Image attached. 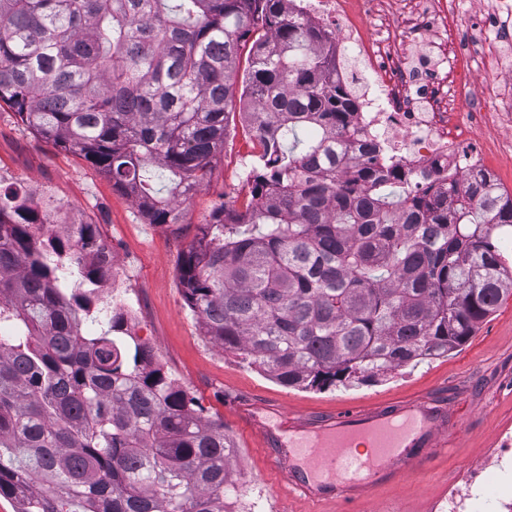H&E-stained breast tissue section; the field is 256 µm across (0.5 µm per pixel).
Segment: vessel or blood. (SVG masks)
Instances as JSON below:
<instances>
[{
  "label": "vessel or blood",
  "mask_w": 512,
  "mask_h": 512,
  "mask_svg": "<svg viewBox=\"0 0 512 512\" xmlns=\"http://www.w3.org/2000/svg\"><path fill=\"white\" fill-rule=\"evenodd\" d=\"M258 422L267 463L284 495L353 512L379 486L423 473L448 447L445 406L414 402L392 409L343 406L312 418L274 412Z\"/></svg>",
  "instance_id": "b4317fda"
}]
</instances>
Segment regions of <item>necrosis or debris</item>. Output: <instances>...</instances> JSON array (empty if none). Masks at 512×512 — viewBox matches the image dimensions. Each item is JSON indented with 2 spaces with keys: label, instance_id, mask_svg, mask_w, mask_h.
Here are the masks:
<instances>
[{
  "label": "necrosis or debris",
  "instance_id": "obj_1",
  "mask_svg": "<svg viewBox=\"0 0 512 512\" xmlns=\"http://www.w3.org/2000/svg\"><path fill=\"white\" fill-rule=\"evenodd\" d=\"M376 33H368L344 7L343 0H294L296 14L322 29L337 54L357 49L374 72L360 87L363 99L355 125L362 136L380 144V164L399 162L413 177L439 166L467 180L488 173L480 144L465 129L452 128V114L433 98L418 97L414 79L402 59L406 33L393 21L387 0H372ZM412 30L445 32L448 14L458 0H397Z\"/></svg>",
  "mask_w": 512,
  "mask_h": 512
}]
</instances>
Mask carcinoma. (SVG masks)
Masks as SVG:
<instances>
[{"label":"carcinoma","mask_w":512,"mask_h":512,"mask_svg":"<svg viewBox=\"0 0 512 512\" xmlns=\"http://www.w3.org/2000/svg\"><path fill=\"white\" fill-rule=\"evenodd\" d=\"M290 2L0 0V103L146 223L176 224L224 149L227 107L247 101L250 193L180 256L185 304L282 385L352 387L461 348L512 295L491 238H512V197L378 169L336 50ZM46 226L0 189V495L17 512H224V422L99 306V226Z\"/></svg>","instance_id":"cac0c4a2"}]
</instances>
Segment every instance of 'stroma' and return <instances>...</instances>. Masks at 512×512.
<instances>
[{
	"label": "stroma",
	"mask_w": 512,
	"mask_h": 512,
	"mask_svg": "<svg viewBox=\"0 0 512 512\" xmlns=\"http://www.w3.org/2000/svg\"><path fill=\"white\" fill-rule=\"evenodd\" d=\"M244 106L228 108V134L210 177L180 207L175 224H148L131 196L82 157L25 129L14 112L0 106V186L23 190L48 185L52 198L98 224L109 242L128 296L145 312L133 334L154 360L178 380L202 407L204 416L223 421L235 446L231 468L244 480L243 493H260L261 512H330L328 507L290 499L281 503L277 478L264 472V441L244 415L267 407L330 414L342 405L396 407L430 399L449 407L447 454L421 475L379 488L359 512H406L416 501H432L440 512L448 491L475 465L494 466L496 448L512 440V297L487 317L475 335L447 357L399 369L385 380L323 390L288 388L205 338L179 287L178 260L213 211L243 199L258 150L244 130ZM492 159L495 178L512 195V127L472 125ZM261 481H254L256 473Z\"/></svg>",
	"instance_id": "35a3bbf8"
}]
</instances>
